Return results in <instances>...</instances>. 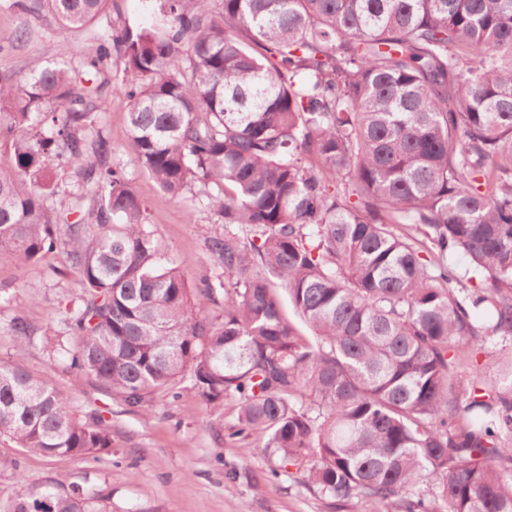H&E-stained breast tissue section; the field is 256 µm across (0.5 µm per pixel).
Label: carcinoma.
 Segmentation results:
<instances>
[{
    "label": "carcinoma",
    "instance_id": "1",
    "mask_svg": "<svg viewBox=\"0 0 512 512\" xmlns=\"http://www.w3.org/2000/svg\"><path fill=\"white\" fill-rule=\"evenodd\" d=\"M111 0H45L82 31V72L35 63L0 77V252L52 254L82 283L60 343L76 379L130 408L190 377L239 408L280 467L335 512H512V352L499 378L463 373L512 335V0H160L161 28L94 25ZM129 78L130 144L173 198L193 180L224 233L207 237L235 290L194 312L93 131L112 52ZM67 154L79 195L47 158ZM254 232L242 240L230 230ZM464 252L489 287L448 267ZM316 333L299 335L275 287ZM27 453L98 458L101 414L0 362V437ZM0 512H112L81 485L42 482Z\"/></svg>",
    "mask_w": 512,
    "mask_h": 512
}]
</instances>
